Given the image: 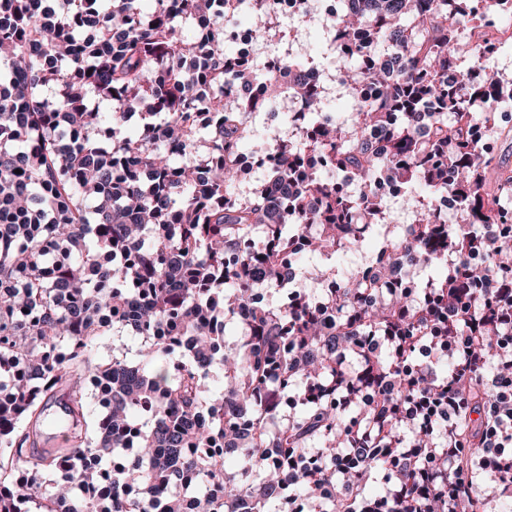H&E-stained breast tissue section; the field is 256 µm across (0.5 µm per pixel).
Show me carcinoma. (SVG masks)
Returning a JSON list of instances; mask_svg holds the SVG:
<instances>
[{
  "label": "carcinoma",
  "instance_id": "1",
  "mask_svg": "<svg viewBox=\"0 0 512 512\" xmlns=\"http://www.w3.org/2000/svg\"><path fill=\"white\" fill-rule=\"evenodd\" d=\"M137 2L0 0V512H186L189 498L193 512H280L287 488L317 512H349L367 475L407 448L434 449L450 488L492 455L485 475L512 497V453L484 438L512 435L511 418L487 414L498 386H512V171L477 137L505 131L497 106L512 102V78H476L493 65L463 35L469 0H363L327 20L347 124L307 88L303 60L287 59L282 87L233 59L224 18L240 0H154L148 15ZM480 2L487 14L512 10V0ZM250 4L256 37L288 39L267 0ZM257 80L305 103L306 125L255 145L272 169L242 196L249 171L234 159L252 139ZM364 82L373 97L360 96ZM226 85L237 96L224 97ZM312 154L325 167L304 164ZM186 156L211 162L176 163ZM383 182L404 187L416 223L390 227ZM444 197L462 223L439 221ZM256 228L268 236L261 250ZM375 236L402 264L403 287L367 305L385 266L353 267L330 289V266H303ZM299 276L319 290H294ZM277 288L291 289L284 302L257 301ZM111 329L142 337L139 361L90 358ZM459 336L438 371L432 342ZM215 367L218 392L207 385ZM86 378L106 397L90 421ZM279 398L294 412L279 415ZM58 422L62 445L41 447ZM341 456L352 461L344 470ZM422 464L391 468L381 512H487L477 495L435 502Z\"/></svg>",
  "mask_w": 512,
  "mask_h": 512
}]
</instances>
